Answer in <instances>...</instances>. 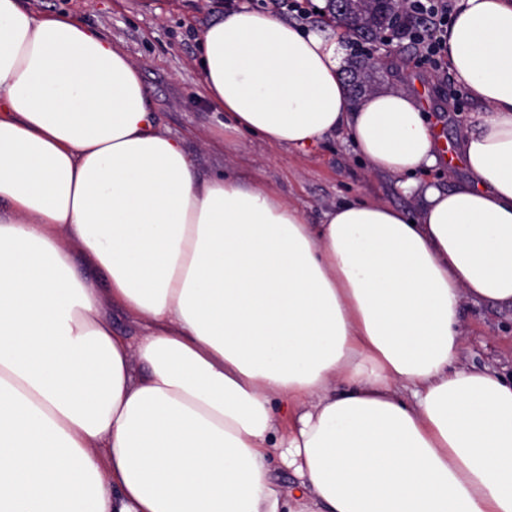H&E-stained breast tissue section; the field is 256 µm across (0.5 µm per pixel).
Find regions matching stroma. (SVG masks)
I'll return each instance as SVG.
<instances>
[{"label":"stroma","instance_id":"stroma-1","mask_svg":"<svg viewBox=\"0 0 512 512\" xmlns=\"http://www.w3.org/2000/svg\"><path fill=\"white\" fill-rule=\"evenodd\" d=\"M242 3L258 8L262 0H20L39 14L73 16L118 44L139 67L162 129L181 140L199 177L230 171L245 182L262 181L303 208L313 223L350 198L417 212L418 197L403 193L399 177L372 171L342 134L309 150L284 151L256 138L246 139L236 152L224 150V116L202 88L200 39L210 22ZM395 86L422 96L441 143L454 149L470 113L482 109L450 72L431 66L409 34L395 37L390 66L378 73L373 88ZM463 317L469 333L461 367L511 373L512 310L470 302Z\"/></svg>","mask_w":512,"mask_h":512}]
</instances>
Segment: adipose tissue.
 Here are the masks:
<instances>
[{
  "label": "adipose tissue",
  "instance_id": "adipose-tissue-1",
  "mask_svg": "<svg viewBox=\"0 0 512 512\" xmlns=\"http://www.w3.org/2000/svg\"><path fill=\"white\" fill-rule=\"evenodd\" d=\"M441 39L483 106L447 190L414 179L449 163L416 97L352 105L338 39L247 5L205 29L226 131L345 134L421 197L313 224L199 178L98 29L0 0V512H512V380L458 365L463 303L512 309V0H457Z\"/></svg>",
  "mask_w": 512,
  "mask_h": 512
}]
</instances>
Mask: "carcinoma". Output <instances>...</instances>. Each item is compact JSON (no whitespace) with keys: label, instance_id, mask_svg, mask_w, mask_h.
Segmentation results:
<instances>
[{"label":"carcinoma","instance_id":"1","mask_svg":"<svg viewBox=\"0 0 512 512\" xmlns=\"http://www.w3.org/2000/svg\"><path fill=\"white\" fill-rule=\"evenodd\" d=\"M331 21L354 40L371 41L383 27L386 17L402 23L406 18L404 0H329ZM388 67L370 57L351 62L348 72L354 98H359L375 82L376 74Z\"/></svg>","mask_w":512,"mask_h":512}]
</instances>
